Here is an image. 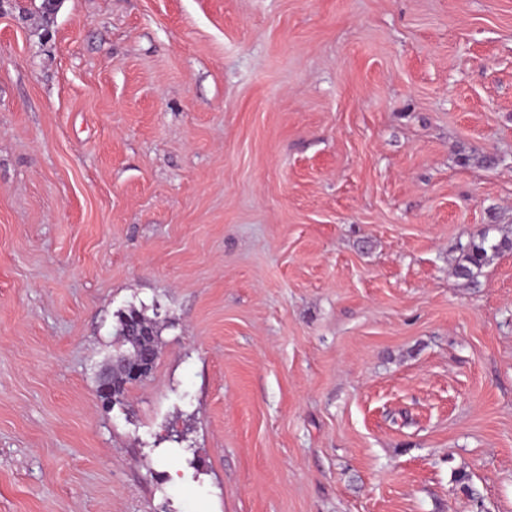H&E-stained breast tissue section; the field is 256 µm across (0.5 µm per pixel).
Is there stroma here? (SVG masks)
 I'll return each mask as SVG.
<instances>
[{
    "label": "stroma",
    "instance_id": "1",
    "mask_svg": "<svg viewBox=\"0 0 512 512\" xmlns=\"http://www.w3.org/2000/svg\"><path fill=\"white\" fill-rule=\"evenodd\" d=\"M40 4L0 0V512H512V251L452 273L512 239V0ZM505 250H512V240L502 238L496 242H491L489 239V229L485 228L479 232L477 239L470 243L463 258L456 263L454 274L458 279L474 284L475 279L491 256ZM131 326H133L134 328H132L131 332L129 333V336L135 338L138 341V346L135 340L131 339L128 335L125 334V332H127L131 328ZM135 326H139L144 329L152 331L154 336H157L158 334L154 323L147 320L138 310L134 308L128 310L126 313H123L118 317L116 334L118 336H121L123 341L125 343H128L131 348L129 352H123L122 354L128 355L129 357H134L135 349L137 346L136 355L138 362L129 363V360L127 358H124L122 356H116L112 358V368L115 366V362H119L124 366V372L127 371L131 377H136L138 375L139 368L141 365L157 360L158 357V354L154 349L155 338L151 340L150 343L145 344V342L142 339H140V337L149 335ZM154 365L155 363L151 366L144 368L141 371L139 378H131L128 375L126 376L124 374H119L105 381L106 377L104 378V374L102 373L98 378V388L100 389V387L103 384L108 383L110 385V393L108 395L101 396V398L107 400L108 403L112 404L114 403L112 402V398H115V402L119 401L120 397L124 394L126 390V386L128 384L141 381L143 378L147 377L152 371Z\"/></svg>",
    "mask_w": 512,
    "mask_h": 512
}]
</instances>
